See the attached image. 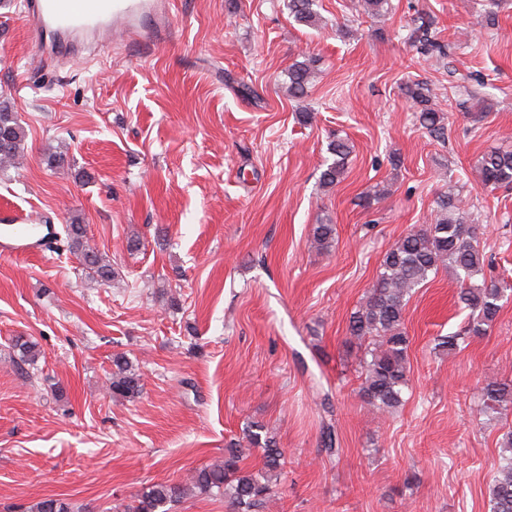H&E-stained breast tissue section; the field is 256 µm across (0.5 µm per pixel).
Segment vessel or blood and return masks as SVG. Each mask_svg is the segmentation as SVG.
Masks as SVG:
<instances>
[{
	"label": "vessel or blood",
	"mask_w": 512,
	"mask_h": 512,
	"mask_svg": "<svg viewBox=\"0 0 512 512\" xmlns=\"http://www.w3.org/2000/svg\"><path fill=\"white\" fill-rule=\"evenodd\" d=\"M24 12L43 56L50 60L60 57L62 48L77 37L115 28L144 51L166 35L161 25L140 26L143 17L159 15L158 0H25ZM51 239V229L44 224H4L0 226V256L30 254L48 247Z\"/></svg>",
	"instance_id": "obj_1"
}]
</instances>
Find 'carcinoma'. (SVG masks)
<instances>
[{"label": "carcinoma", "instance_id": "carcinoma-1", "mask_svg": "<svg viewBox=\"0 0 512 512\" xmlns=\"http://www.w3.org/2000/svg\"><path fill=\"white\" fill-rule=\"evenodd\" d=\"M317 0H288V11L294 20L314 26L318 13ZM408 40L424 58L446 56L447 45L433 30L430 19L419 16L413 20ZM314 63L295 62L288 67V93L302 98L308 92ZM405 94L417 105V121L421 128L438 137L445 135L447 116L429 95L420 81L408 83ZM26 130L7 99L0 100V171L14 166L24 153ZM333 160L321 172L325 187L341 182L346 173L352 145L345 138H336L328 145ZM475 171L481 183L493 189L512 187V151L490 150L476 161ZM434 218L418 229L402 236L385 254L381 270L365 301L351 314L348 324L350 342L364 345L374 340L377 346L370 358L363 361L364 381L360 397L373 411L385 415L396 411L403 403L408 385L407 350L409 338L403 327V314L411 296L430 275L439 270L451 272L459 287V299L470 309L472 317L465 329L448 335L440 342L450 351L460 348L471 336H483L495 321L502 302L512 297V283L507 281L475 282L484 274V260L476 228L465 223L453 186L435 201ZM66 247L82 266L85 275L99 284L112 281V264L107 256L92 247L86 225L77 218L64 228ZM332 224H317L312 241L319 250L329 247L334 238ZM21 361L35 363L40 355L38 344L23 340L17 344ZM115 370L108 391L114 396L135 398L141 392L140 375L124 356L112 359ZM512 409V382L488 380L482 386L480 413L502 414ZM248 446L261 451L263 471L253 474L240 466L242 452L230 449L224 461L196 468L180 484L154 483L123 512H169V506L187 496L223 497L236 512H262L273 502V481L281 475L283 452L274 437L263 426L251 424L244 431ZM507 454L501 456L492 469L487 486L489 512H512V431L504 438ZM32 512H82V507L60 498L49 497L33 506Z\"/></svg>", "mask_w": 512, "mask_h": 512}]
</instances>
